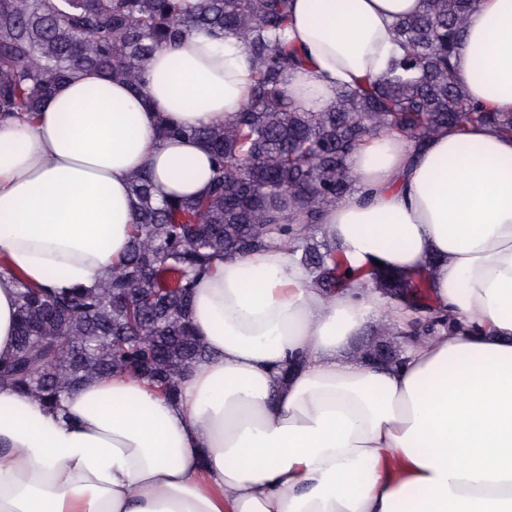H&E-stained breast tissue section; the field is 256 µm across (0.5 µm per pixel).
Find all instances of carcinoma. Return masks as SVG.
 Listing matches in <instances>:
<instances>
[{"label": "carcinoma", "mask_w": 512, "mask_h": 512, "mask_svg": "<svg viewBox=\"0 0 512 512\" xmlns=\"http://www.w3.org/2000/svg\"><path fill=\"white\" fill-rule=\"evenodd\" d=\"M292 0H0V121L33 119L80 69L141 87L143 64L192 29L234 34L252 60L247 103L220 127L186 130L161 120L156 137L192 136L214 159L200 198L155 199L151 178L132 177L136 201L124 260L95 289L53 291L16 276L15 353L0 386L62 409L91 377L124 372L174 398L180 378L206 357L190 313L195 279L217 256L262 250L271 234L302 252L326 293L367 280L418 310H431L428 271L351 267L310 231L353 189L350 152L380 131L427 140L441 128L485 123L512 135V112L471 102L451 58L478 0H423L395 23L402 53L364 89L336 90L307 111L288 95L303 64L288 42Z\"/></svg>", "instance_id": "obj_1"}]
</instances>
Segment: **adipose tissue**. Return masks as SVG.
Here are the masks:
<instances>
[{"label":"adipose tissue","instance_id":"1","mask_svg":"<svg viewBox=\"0 0 512 512\" xmlns=\"http://www.w3.org/2000/svg\"><path fill=\"white\" fill-rule=\"evenodd\" d=\"M422 0H295L289 77L305 109L381 77L393 25ZM453 67L470 99L512 112V0H479ZM236 37L191 31L155 52L142 91L86 70L34 120L0 121V361L14 351L17 278L97 287L126 254L148 171L156 199L207 191L198 139L157 141L159 118L223 124L250 88ZM349 164L359 189L321 238L351 264L432 271L430 315L367 285L326 294L279 238L216 259L191 321L206 359L176 399L117 374L63 411L0 390V512H512V136L447 126L425 141L381 133ZM404 339L394 363L341 359L381 305Z\"/></svg>","mask_w":512,"mask_h":512}]
</instances>
